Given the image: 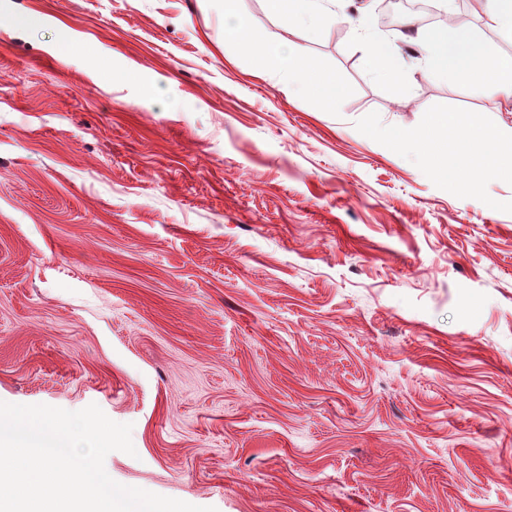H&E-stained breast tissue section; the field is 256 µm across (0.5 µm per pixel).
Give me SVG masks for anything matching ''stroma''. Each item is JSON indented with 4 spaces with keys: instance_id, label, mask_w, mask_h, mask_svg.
I'll return each mask as SVG.
<instances>
[{
    "instance_id": "35a3bbf8",
    "label": "stroma",
    "mask_w": 512,
    "mask_h": 512,
    "mask_svg": "<svg viewBox=\"0 0 512 512\" xmlns=\"http://www.w3.org/2000/svg\"><path fill=\"white\" fill-rule=\"evenodd\" d=\"M231 10L316 90L214 0H0V401L97 404L113 480L217 512H512V103L401 41L374 80L369 0ZM284 2H288L286 22L290 23L294 14L317 24L336 23L338 14L335 0H287ZM224 39L236 43L241 49L248 50L257 42L256 30L245 19L230 16L225 20ZM297 58V50L288 44L277 46L270 60L271 70L274 76L288 84V88L294 92H306L310 88L312 76L315 73L313 64L308 63L298 67L294 63Z\"/></svg>"
}]
</instances>
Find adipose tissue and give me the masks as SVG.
<instances>
[{"label": "adipose tissue", "instance_id": "1", "mask_svg": "<svg viewBox=\"0 0 512 512\" xmlns=\"http://www.w3.org/2000/svg\"><path fill=\"white\" fill-rule=\"evenodd\" d=\"M414 42L430 74L447 81L488 78L493 92L512 102V53L489 51L478 37L450 25L418 30ZM296 57L295 47L277 46L271 55V70L289 90L305 92L315 67L310 63L297 66Z\"/></svg>", "mask_w": 512, "mask_h": 512}]
</instances>
